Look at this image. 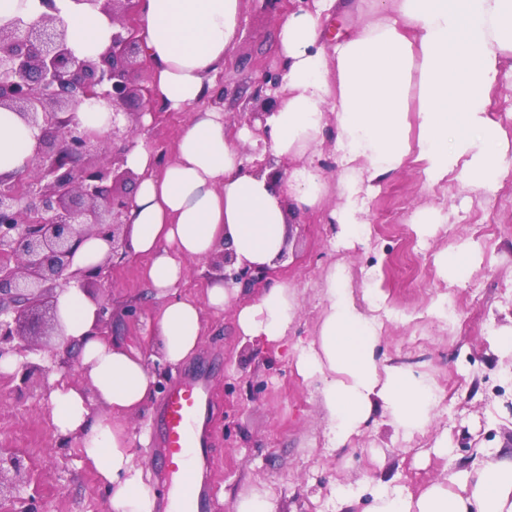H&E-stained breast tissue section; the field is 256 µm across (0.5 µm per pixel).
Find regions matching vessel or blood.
Here are the masks:
<instances>
[{
    "mask_svg": "<svg viewBox=\"0 0 512 512\" xmlns=\"http://www.w3.org/2000/svg\"><path fill=\"white\" fill-rule=\"evenodd\" d=\"M212 407L209 379L197 369L177 378L158 407L155 456L165 512L212 510L211 494L198 478L210 456L206 424Z\"/></svg>",
    "mask_w": 512,
    "mask_h": 512,
    "instance_id": "1",
    "label": "vessel or blood"
}]
</instances>
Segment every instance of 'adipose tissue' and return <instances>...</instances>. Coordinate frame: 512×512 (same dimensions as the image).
<instances>
[{
    "mask_svg": "<svg viewBox=\"0 0 512 512\" xmlns=\"http://www.w3.org/2000/svg\"><path fill=\"white\" fill-rule=\"evenodd\" d=\"M345 8L344 0H309L280 15L285 82L258 133L245 123L229 130L225 113L210 104L241 35L244 0H143L138 28L152 92L168 111L188 115L171 160L158 164L140 142L127 156L138 175L127 214L131 247L148 258L146 283L162 301L151 336L162 363L176 367L197 352L207 307L235 305L242 342L287 339L297 317L287 284L272 283L246 303L242 288L225 287L219 274L207 282L205 303L181 287L187 260L224 251L239 266L277 267L300 213L324 204L328 181L314 157L328 124L336 126L331 218L341 245L368 241V200L407 161L417 163L427 193L453 183L490 197L512 172L505 164L512 137L488 113L512 63V0H365L356 29L329 40L323 19ZM60 18L78 54L97 55L110 40L108 19L71 0ZM35 146V131L0 109V175L32 169ZM291 159L295 167L272 178V164ZM477 256V244L465 241L436 254L434 265L460 287ZM324 297L319 332L292 362L316 386L331 442L344 446L380 414L405 436L423 432L439 397L426 374L377 359L385 309L378 287L354 294L346 266L337 264ZM57 307L87 384L52 378L54 429L80 436L110 512H156L157 492L122 418L145 410L157 377L139 351L94 332L97 307L81 291L63 292ZM94 399L104 413L91 410ZM337 494L348 505L370 497V512H512V450L481 466L451 467L417 494L383 483L343 485Z\"/></svg>",
    "mask_w": 512,
    "mask_h": 512,
    "instance_id": "adipose-tissue-1",
    "label": "adipose tissue"
}]
</instances>
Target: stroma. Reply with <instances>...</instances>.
<instances>
[{
    "label": "stroma",
    "mask_w": 512,
    "mask_h": 512,
    "mask_svg": "<svg viewBox=\"0 0 512 512\" xmlns=\"http://www.w3.org/2000/svg\"><path fill=\"white\" fill-rule=\"evenodd\" d=\"M276 35L277 16L267 0H245L242 35L224 67L222 92L212 101L230 121L262 111L281 79ZM186 118L183 112H160L138 126L135 137L159 161H168ZM419 184L412 165L383 181L365 215L371 230L365 248L335 245L329 218L335 199L305 213L292 227L275 279L295 294L297 318L288 333L293 344L318 331L332 263L347 265L354 287L374 277L398 311L384 323L380 357L432 378L441 397L432 422L408 440L381 416L345 446L333 447L314 387L275 347L242 343L234 307L206 312L201 347L188 365L205 368L212 387L204 480L213 493V512H234L238 495L261 488L274 493L277 512H367L368 498L349 507L335 489L387 481L414 491L444 478L449 465L484 464L497 449L512 448V411L505 406L512 399V353L495 342L497 331L512 327V175L488 200L457 186L429 195ZM431 204L447 207L448 222L423 240L410 216ZM467 239L478 243L480 263L465 286L445 288L433 257ZM145 266V258L128 256L101 297L114 311L110 339L144 355L163 396L180 371L160 363L150 345L159 302L146 286ZM443 289L453 310L444 328L426 315ZM49 392L45 380L30 393L0 383V450L23 456L30 475L24 494L36 512H108L106 490L83 459L78 438L55 433ZM440 442L451 448L452 462L432 455Z\"/></svg>",
    "instance_id": "obj_1"
}]
</instances>
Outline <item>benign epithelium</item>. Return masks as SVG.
<instances>
[{
  "label": "benign epithelium",
  "instance_id": "7a95c632",
  "mask_svg": "<svg viewBox=\"0 0 512 512\" xmlns=\"http://www.w3.org/2000/svg\"><path fill=\"white\" fill-rule=\"evenodd\" d=\"M104 15L112 36L96 57H79L60 21L57 0H39L36 21L15 18L0 28V108L38 130L35 166L0 176V364L15 362L10 378L32 391L45 373L44 336L62 334L58 296L77 288L97 299L111 271L129 255L126 213L131 195L116 185L135 180L127 154L144 113L153 111L151 91L134 80L141 67L134 16L139 0H71ZM112 103L106 136L80 126L78 113L97 99ZM103 240L100 263L83 266L84 242ZM224 284H266L270 272L234 267L221 256ZM25 465L0 451V506L34 512L22 495Z\"/></svg>",
  "mask_w": 512,
  "mask_h": 512
}]
</instances>
